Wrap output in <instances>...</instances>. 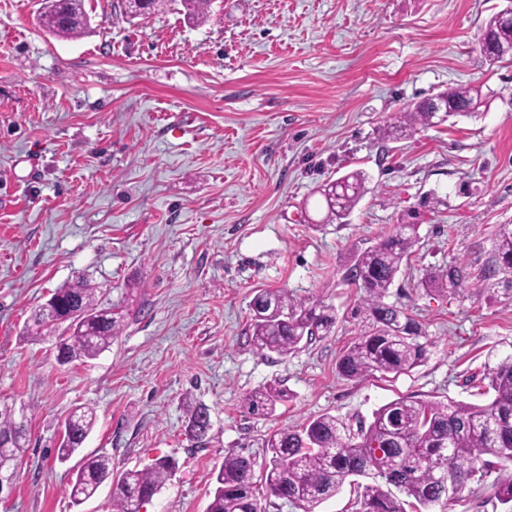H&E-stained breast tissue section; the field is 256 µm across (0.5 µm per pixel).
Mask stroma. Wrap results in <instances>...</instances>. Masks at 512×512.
<instances>
[{
    "label": "stroma",
    "mask_w": 512,
    "mask_h": 512,
    "mask_svg": "<svg viewBox=\"0 0 512 512\" xmlns=\"http://www.w3.org/2000/svg\"><path fill=\"white\" fill-rule=\"evenodd\" d=\"M505 0H215L205 22L180 0L127 19L85 0L88 33L38 21L41 0H0V403L28 409V450L0 512H112L111 489L74 504L81 457L115 469L177 468L141 512H206L228 455L263 460L273 430L330 414L371 421L400 399L488 402L486 373L512 353V283L487 276L512 223V55L481 37ZM488 104L392 140L397 113L450 89ZM361 171L342 224L317 223V188ZM419 243L390 290L420 323L425 360L348 380L336 363L368 329L345 275L399 225ZM465 268L462 292L428 271ZM84 279L121 310L111 347L61 366L31 315ZM335 309L330 335L288 356L251 342L261 290ZM287 392L273 415L247 395ZM208 408L205 442L186 435ZM93 410L78 455L64 421ZM187 435L196 442H201L210 429V415L208 410L200 405L189 410L187 416Z\"/></svg>",
    "instance_id": "35a3bbf8"
}]
</instances>
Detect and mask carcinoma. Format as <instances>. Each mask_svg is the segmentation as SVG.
Returning <instances> with one entry per match:
<instances>
[{
	"label": "carcinoma",
	"instance_id": "cac0c4a2",
	"mask_svg": "<svg viewBox=\"0 0 512 512\" xmlns=\"http://www.w3.org/2000/svg\"><path fill=\"white\" fill-rule=\"evenodd\" d=\"M188 18L202 22L210 16L214 0H181ZM41 25L62 37L82 35L90 27L85 0H59L43 5ZM483 52L489 45L512 46V21L499 15L486 23ZM481 91L459 88L420 102L403 112L390 127L392 137L406 136L418 125H428L437 104L448 106L449 114L468 115L484 103ZM366 177L360 171L322 185L326 215L330 224L345 219L365 191ZM419 243L418 225L404 224L376 246L357 254L346 273V281L362 293L359 312L371 321L372 332L357 337L341 354L336 369L346 379H360L376 372L400 373L419 365L426 346L419 342L420 324L405 309L384 302L404 261ZM512 272V225L504 224L494 244V265L488 274ZM467 278L464 268L453 265L432 271L421 281L425 291L459 288ZM64 312L94 313L82 332L58 337L66 345L69 358L62 364L90 359L112 345L120 332L123 316L96 307L95 289L83 281L61 286L52 293ZM251 341L257 350L281 357L328 334L336 315L327 305L305 304L286 291H261L252 302ZM492 399L483 405L394 400L380 407L370 423L352 426L331 415L310 420L300 429H280L265 441L263 473L270 495L287 500L303 512H313L317 504L335 495L349 477H363L357 512H405L392 494L395 487L416 501L425 512H445L472 482L480 483L491 473L484 456L493 455L512 463V353L488 371ZM283 390L265 386L246 399L252 413L275 412ZM96 415L91 409L74 411L64 423L67 440L59 447L61 460L80 449L91 432ZM208 410L200 405L189 410L187 435L202 441L210 429ZM26 424L0 409V437L10 436ZM26 435L17 437L0 462L19 460L26 451ZM257 462L242 455L224 457L215 478V488L207 512H261L255 496ZM176 464L159 458L145 469L112 468L109 456L87 455L76 473L70 497L76 505L92 498L110 482L113 512H140L172 475ZM495 499L502 512H512V472L495 479Z\"/></svg>",
	"mask_w": 512,
	"mask_h": 512
}]
</instances>
